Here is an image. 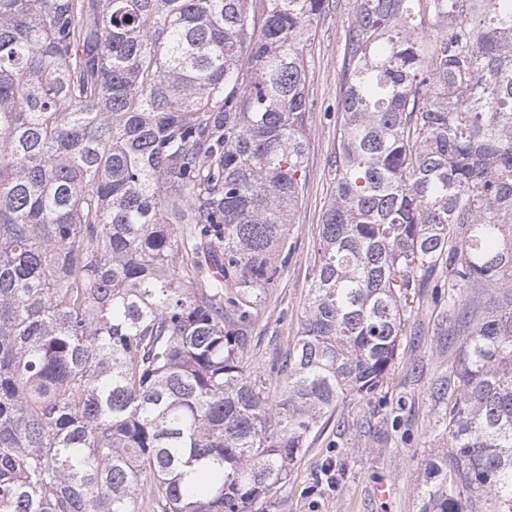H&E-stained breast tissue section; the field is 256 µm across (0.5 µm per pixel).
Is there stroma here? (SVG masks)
<instances>
[{
  "mask_svg": "<svg viewBox=\"0 0 512 512\" xmlns=\"http://www.w3.org/2000/svg\"><path fill=\"white\" fill-rule=\"evenodd\" d=\"M354 6V0H329L305 53L312 103L306 186L292 215L288 261L252 329L247 355L256 369L267 367L275 349L286 346L300 328L318 228L333 189L330 159L338 142L339 67ZM433 282L418 291L389 383L340 406L280 489L283 512H419L417 489L424 465L447 446L446 403L436 389L451 373L458 344L448 333L452 290L447 271H437ZM380 483L391 487L388 499L375 496Z\"/></svg>",
  "mask_w": 512,
  "mask_h": 512,
  "instance_id": "stroma-1",
  "label": "stroma"
}]
</instances>
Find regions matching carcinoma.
<instances>
[{
  "mask_svg": "<svg viewBox=\"0 0 512 512\" xmlns=\"http://www.w3.org/2000/svg\"><path fill=\"white\" fill-rule=\"evenodd\" d=\"M326 0H0V512H274L456 289L419 512H512V0H355L300 334L248 329L306 183Z\"/></svg>",
  "mask_w": 512,
  "mask_h": 512,
  "instance_id": "carcinoma-1",
  "label": "carcinoma"
}]
</instances>
